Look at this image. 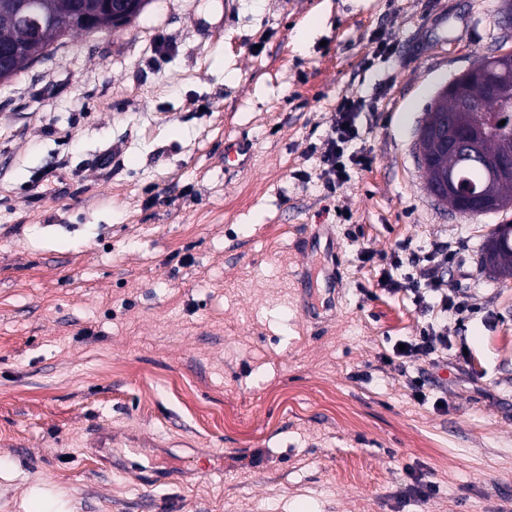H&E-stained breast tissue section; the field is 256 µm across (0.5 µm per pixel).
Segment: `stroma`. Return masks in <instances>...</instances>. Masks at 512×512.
Here are the masks:
<instances>
[{
  "instance_id": "1",
  "label": "stroma",
  "mask_w": 512,
  "mask_h": 512,
  "mask_svg": "<svg viewBox=\"0 0 512 512\" xmlns=\"http://www.w3.org/2000/svg\"><path fill=\"white\" fill-rule=\"evenodd\" d=\"M500 6L150 0L0 83V512L34 484L69 512H512V280L481 265L512 208L440 205L416 157L437 91L512 52ZM350 94L373 163L327 199ZM448 240L475 310L449 318L447 366L387 363L422 318L381 259ZM331 265L310 318L298 278ZM430 370L440 408L405 379ZM104 422L108 464L84 448ZM415 473L439 493L409 494ZM252 145L243 139L224 144V164L227 168L245 170L252 162Z\"/></svg>"
}]
</instances>
